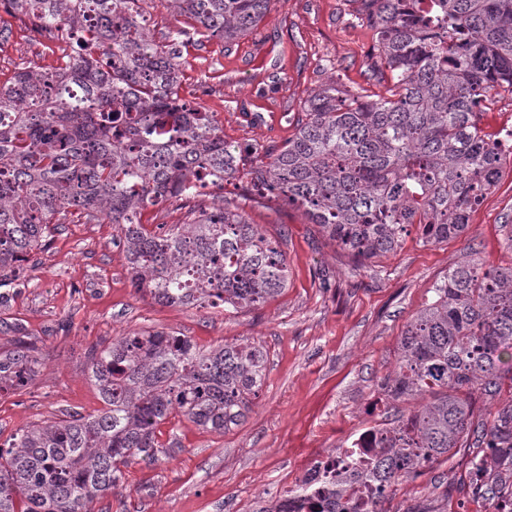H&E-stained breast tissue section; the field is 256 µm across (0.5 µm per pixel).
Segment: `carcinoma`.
<instances>
[{
  "instance_id": "cac0c4a2",
  "label": "carcinoma",
  "mask_w": 512,
  "mask_h": 512,
  "mask_svg": "<svg viewBox=\"0 0 512 512\" xmlns=\"http://www.w3.org/2000/svg\"><path fill=\"white\" fill-rule=\"evenodd\" d=\"M141 0H0L63 32L71 51L51 70L20 69L0 85V305L24 263L66 220L114 224L134 286L167 305L255 308L288 286L280 244L229 205L185 224L143 223L200 172L214 184L303 208L336 245L370 259L417 226L426 244L460 237L498 184L512 131L489 134L481 104L512 92V0H361L388 95L331 83L303 106L281 145L224 140L214 113L180 96L177 41L155 39ZM209 37L254 30L272 0H170ZM0 353V393L23 391L38 367L27 337ZM94 415L34 423L0 445V512H94L120 466L161 453L169 417L206 431L239 424L266 365L252 343L201 348L186 336L133 332L89 352ZM393 401L428 395L369 429L337 476L298 487L320 512H389L395 487L460 457L472 496L512 512V262L474 252L407 323L383 382Z\"/></svg>"
}]
</instances>
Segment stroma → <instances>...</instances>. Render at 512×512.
Here are the masks:
<instances>
[{
  "mask_svg": "<svg viewBox=\"0 0 512 512\" xmlns=\"http://www.w3.org/2000/svg\"><path fill=\"white\" fill-rule=\"evenodd\" d=\"M157 40L187 26L170 0H142ZM357 0H273L258 28L227 44L201 34L184 39L182 98L214 112L225 140L280 144L295 131L302 103L329 83L385 94L371 77L370 28L357 23ZM0 84L19 69H52L61 41L34 37L23 14L0 7ZM280 241L288 286L263 305L226 312L156 303L132 284L125 247L113 225L63 224L27 264L23 285L0 305V351L14 330L37 349L40 370L22 393L0 395V445L20 428L67 412L97 413L88 353L142 330L186 336L203 347L251 341L267 353L260 387L245 418L225 433L172 418L157 436L158 462L123 468L115 494L94 512H262L297 488L318 461L349 445L394 406L380 383L394 367L411 317L452 269L477 248L496 264L512 261V162L471 213L466 233L423 243L410 228L392 253L367 261L331 242L304 210L278 199L246 200L225 183L193 198L146 211L149 225L181 224L189 209L222 201ZM457 460L402 482L389 512H496L474 502Z\"/></svg>",
  "mask_w": 512,
  "mask_h": 512,
  "instance_id": "stroma-1",
  "label": "stroma"
}]
</instances>
